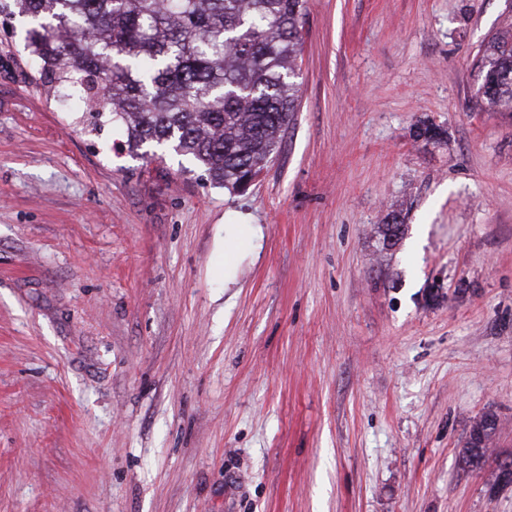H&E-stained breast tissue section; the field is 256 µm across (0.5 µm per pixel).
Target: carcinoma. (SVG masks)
<instances>
[{"label": "carcinoma", "instance_id": "1", "mask_svg": "<svg viewBox=\"0 0 512 512\" xmlns=\"http://www.w3.org/2000/svg\"><path fill=\"white\" fill-rule=\"evenodd\" d=\"M307 0H0L27 22L26 48L50 87L84 95L93 116L126 128L131 154L160 147L194 161L211 182L239 191L272 158L297 111L296 60ZM479 107L512 113V23L474 63ZM399 239L391 214L380 227ZM471 427L462 461L490 448Z\"/></svg>", "mask_w": 512, "mask_h": 512}]
</instances>
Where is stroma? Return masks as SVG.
Listing matches in <instances>:
<instances>
[{
  "instance_id": "35a3bbf8",
  "label": "stroma",
  "mask_w": 512,
  "mask_h": 512,
  "mask_svg": "<svg viewBox=\"0 0 512 512\" xmlns=\"http://www.w3.org/2000/svg\"><path fill=\"white\" fill-rule=\"evenodd\" d=\"M505 18L308 0L243 192L91 130L0 27V512H512L460 460L487 413L512 454V116L472 69Z\"/></svg>"
}]
</instances>
